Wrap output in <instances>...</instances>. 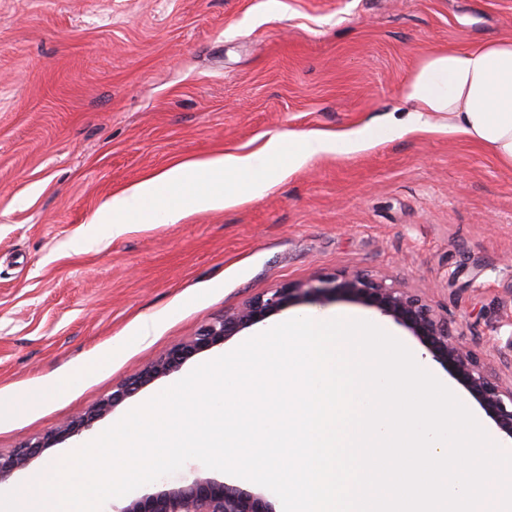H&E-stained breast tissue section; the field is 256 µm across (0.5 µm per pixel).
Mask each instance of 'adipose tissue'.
Returning <instances> with one entry per match:
<instances>
[{
  "mask_svg": "<svg viewBox=\"0 0 512 512\" xmlns=\"http://www.w3.org/2000/svg\"><path fill=\"white\" fill-rule=\"evenodd\" d=\"M406 109L378 125L342 132L309 131L290 138H269L251 153L227 152L206 160L174 165L149 176L106 202L98 223L113 235L127 231L130 220L173 223L187 213L218 210L236 201L261 197L284 169H298L310 160L336 153L338 147L356 152L382 133L430 130V113L441 115L444 129L489 150L497 162L512 168V36L476 45L439 49L422 56L401 87ZM295 150L284 152L285 141ZM287 168H279L280 156ZM241 180L238 196L224 193L226 176Z\"/></svg>",
  "mask_w": 512,
  "mask_h": 512,
  "instance_id": "1",
  "label": "adipose tissue"
}]
</instances>
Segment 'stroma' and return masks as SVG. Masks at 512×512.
<instances>
[{
	"mask_svg": "<svg viewBox=\"0 0 512 512\" xmlns=\"http://www.w3.org/2000/svg\"><path fill=\"white\" fill-rule=\"evenodd\" d=\"M512 35V0H0V452L87 413L205 323L287 284L361 273L422 297L512 382V169L445 131L407 133L284 173L260 198L89 229L103 203L186 161L275 135L403 112L431 50ZM370 321L502 435L391 317L307 301L293 317ZM152 320L148 341L139 338ZM204 351L94 422L100 431L210 361Z\"/></svg>",
	"mask_w": 512,
	"mask_h": 512,
	"instance_id": "1",
	"label": "stroma"
}]
</instances>
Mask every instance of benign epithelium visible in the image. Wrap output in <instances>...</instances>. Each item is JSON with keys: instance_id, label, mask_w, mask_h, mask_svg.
Returning a JSON list of instances; mask_svg holds the SVG:
<instances>
[{"instance_id": "obj_1", "label": "benign epithelium", "mask_w": 512, "mask_h": 512, "mask_svg": "<svg viewBox=\"0 0 512 512\" xmlns=\"http://www.w3.org/2000/svg\"><path fill=\"white\" fill-rule=\"evenodd\" d=\"M338 295L393 318L415 336L433 360L448 367L456 381L479 404L497 429L512 439V385L488 373L479 357L448 330L421 297L377 282L362 274L323 278L287 285L257 296L241 308L204 324L190 341L181 343L112 389L87 414L63 424L55 432L0 453V484L55 444L81 436L93 423L153 380L168 374L194 355L210 350L245 328L264 322L277 312L308 298L327 301ZM113 512H272L263 492L246 490L222 479L194 476L179 484L162 485L124 501Z\"/></svg>"}]
</instances>
